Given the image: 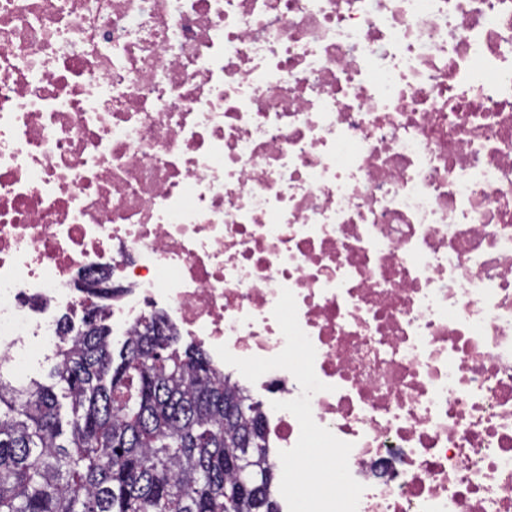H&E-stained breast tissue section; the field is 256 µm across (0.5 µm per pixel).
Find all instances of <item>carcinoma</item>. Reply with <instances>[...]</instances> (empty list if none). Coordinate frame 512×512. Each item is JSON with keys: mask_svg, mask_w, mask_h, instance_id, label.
<instances>
[{"mask_svg": "<svg viewBox=\"0 0 512 512\" xmlns=\"http://www.w3.org/2000/svg\"><path fill=\"white\" fill-rule=\"evenodd\" d=\"M119 352L94 313L56 352L51 385L0 372V512H255L237 490L275 474L260 404L200 344Z\"/></svg>", "mask_w": 512, "mask_h": 512, "instance_id": "cac0c4a2", "label": "carcinoma"}]
</instances>
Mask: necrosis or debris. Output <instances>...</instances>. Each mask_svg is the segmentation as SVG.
<instances>
[{"label":"necrosis or debris","instance_id":"1","mask_svg":"<svg viewBox=\"0 0 512 512\" xmlns=\"http://www.w3.org/2000/svg\"><path fill=\"white\" fill-rule=\"evenodd\" d=\"M262 391L282 289L357 512H512V0H0V356L76 275ZM78 288H87L89 291L88 298L86 299L87 304L84 307L85 314L89 309L96 306V304L98 305L97 300L112 296V290L120 287L112 285V276L99 273L94 276H82Z\"/></svg>","mask_w":512,"mask_h":512}]
</instances>
